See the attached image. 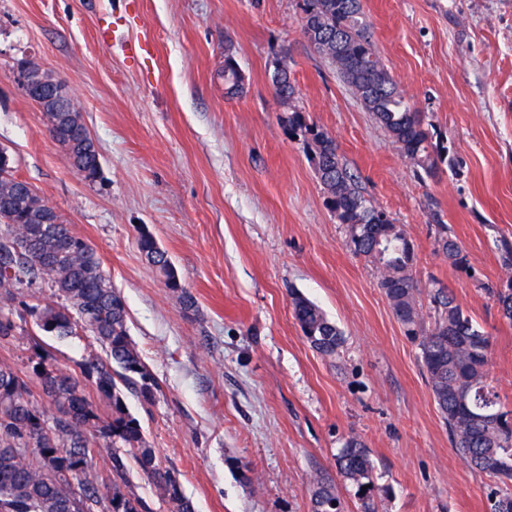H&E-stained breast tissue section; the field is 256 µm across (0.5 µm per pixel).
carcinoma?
<instances>
[{"mask_svg": "<svg viewBox=\"0 0 512 512\" xmlns=\"http://www.w3.org/2000/svg\"><path fill=\"white\" fill-rule=\"evenodd\" d=\"M307 19V40L356 94L365 109L389 133L417 170L431 176L448 150L412 108L376 54L362 0H299ZM224 89L229 98L243 93L228 55ZM273 82L279 97L292 99L295 87L288 69L275 63ZM57 144L78 175L94 182L100 154L77 112H53ZM292 135L303 138L310 162L323 186L325 203L349 229V248L382 271L379 287L407 335L419 341L421 365L453 447L475 470L512 481V410L491 385V336L443 287L431 294L434 323L423 325L413 275L414 246L389 215L365 196L356 174L342 161L336 140L306 121L288 117ZM438 250L457 269L468 267L456 239L442 235ZM138 248L185 311L194 296L182 285L167 252L148 231ZM51 291L54 301L21 299L33 285ZM504 318L512 321V280L493 292ZM295 320L306 341L326 357L344 343L336 323L310 299L292 294ZM32 320L41 334L72 336L89 332L103 358H91L67 371L45 355L29 358L31 374L41 387L32 393L21 371L0 364V512H153L142 497L127 490L128 459L153 483L169 512H194L178 473L162 465L144 439L140 421L126 405L124 391L152 403L161 391L133 343L123 298L88 240L73 234L54 207L16 174L14 161L0 149V343L25 335ZM95 387L97 400L86 392ZM107 452L109 474L92 470ZM339 475L357 487L361 512H376L371 498L373 463L367 449L352 437L335 458ZM312 512L342 508L337 484L316 482Z\"/></svg>", "mask_w": 512, "mask_h": 512, "instance_id": "1", "label": "carcinoma"}]
</instances>
